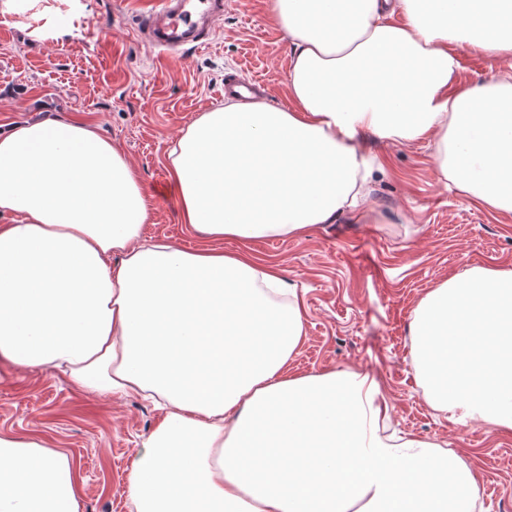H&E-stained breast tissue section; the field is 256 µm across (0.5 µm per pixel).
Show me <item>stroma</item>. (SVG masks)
I'll use <instances>...</instances> for the list:
<instances>
[{"label":"stroma","instance_id":"1","mask_svg":"<svg viewBox=\"0 0 512 512\" xmlns=\"http://www.w3.org/2000/svg\"><path fill=\"white\" fill-rule=\"evenodd\" d=\"M71 35L32 45L27 33L56 14L58 0L0 12V124L38 117L88 121L127 155L156 206L147 239L192 250L200 239L178 223L165 155L201 113L224 103V81L252 78L286 103L290 44L269 0H225L207 44L168 56L137 34L155 0H84ZM387 164L370 183L373 217H347L305 238L253 242L280 263L304 307L296 373L354 368L381 384L393 424L468 452L480 477L482 512H512V433L459 425L435 413L412 364L411 315L428 290L468 268L512 267V216L497 215L448 186L429 143H370ZM160 417L134 394L75 388L52 369L0 365V432L38 436L75 466L81 512H132L130 462Z\"/></svg>","mask_w":512,"mask_h":512}]
</instances>
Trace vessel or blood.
<instances>
[{
    "label": "vessel or blood",
    "instance_id": "vessel-or-blood-1",
    "mask_svg": "<svg viewBox=\"0 0 512 512\" xmlns=\"http://www.w3.org/2000/svg\"><path fill=\"white\" fill-rule=\"evenodd\" d=\"M224 10V0H162L160 9L138 16L147 38L159 51L174 52L204 43L212 17Z\"/></svg>",
    "mask_w": 512,
    "mask_h": 512
}]
</instances>
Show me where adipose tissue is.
I'll use <instances>...</instances> for the list:
<instances>
[{
	"mask_svg": "<svg viewBox=\"0 0 512 512\" xmlns=\"http://www.w3.org/2000/svg\"><path fill=\"white\" fill-rule=\"evenodd\" d=\"M288 104L234 97L166 155L194 250L145 240L150 197L80 120L0 127V359L79 389L162 398L134 512H477L469 457L391 431L378 382L288 362L304 335L251 242L368 217L366 138L434 144L444 179L512 214V75L457 86L458 49L512 60V0H270ZM231 238L241 247L224 252ZM428 405L512 433V268L432 288L411 323ZM68 454L0 432V512H79Z\"/></svg>",
	"mask_w": 512,
	"mask_h": 512,
	"instance_id": "obj_1",
	"label": "adipose tissue"
}]
</instances>
